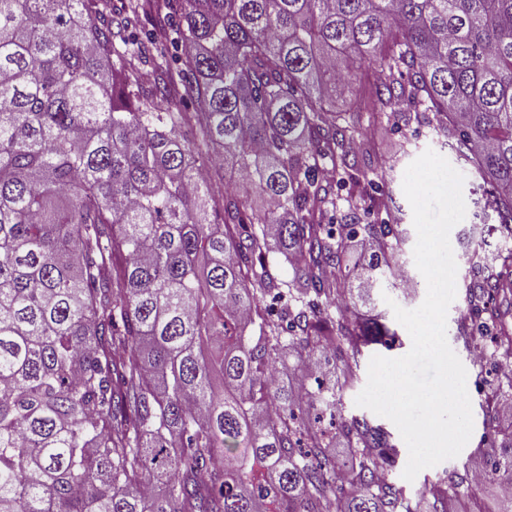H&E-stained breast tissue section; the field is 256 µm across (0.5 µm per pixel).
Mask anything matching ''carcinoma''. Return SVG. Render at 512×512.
Returning a JSON list of instances; mask_svg holds the SVG:
<instances>
[{
  "label": "carcinoma",
  "instance_id": "carcinoma-1",
  "mask_svg": "<svg viewBox=\"0 0 512 512\" xmlns=\"http://www.w3.org/2000/svg\"><path fill=\"white\" fill-rule=\"evenodd\" d=\"M352 57L375 80L338 111ZM365 112L492 187L460 326L512 360V0H0V512H448L459 484L380 483L391 434L344 414L397 340L359 309L410 287L390 191L366 218ZM494 394L490 422L512 375Z\"/></svg>",
  "mask_w": 512,
  "mask_h": 512
}]
</instances>
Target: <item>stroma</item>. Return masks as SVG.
Returning a JSON list of instances; mask_svg holds the SVG:
<instances>
[{
    "instance_id": "1",
    "label": "stroma",
    "mask_w": 512,
    "mask_h": 512,
    "mask_svg": "<svg viewBox=\"0 0 512 512\" xmlns=\"http://www.w3.org/2000/svg\"><path fill=\"white\" fill-rule=\"evenodd\" d=\"M361 129L364 136L374 145L371 157L372 167L382 168V182L392 191L397 203L401 205L407 202L402 189L404 172L413 160L428 149L448 159L453 156L445 138L427 126L413 124L398 129L373 124L371 118L366 117L362 120ZM455 167L465 176L463 196L466 202V216L451 230L450 243L458 271L463 274L468 269L466 255L477 247L482 236L483 221L476 216L473 180L469 176V166L459 161L456 162ZM416 240V235H409L404 246L406 268L410 279L414 282L413 288L401 292L389 286L383 287L384 298L378 301L376 306L377 312L385 317L389 327L396 330L399 336V346L390 352L391 357L394 358L405 355L410 350L412 341L407 330L395 319L393 305L413 309L422 303L426 295L425 280L414 262L413 250ZM465 305L464 294H457L447 313V339L467 370V390L473 414L472 436L456 458L423 469L411 482L402 476L408 461V449L406 444H399L392 477L406 495L413 497L419 495L425 488L451 477L462 484V490L467 496V512H502L504 505L497 494V488L501 481L505 480L506 474L501 470L492 471L486 458L474 455L473 450L477 448L483 432L488 430L496 437L497 456H505L504 444L508 438L512 437V418L499 415L494 418L491 426L487 427L483 424L482 406L491 395L490 386L495 380V369L489 364L484 371H477L473 362L474 354L470 338L458 332L457 321Z\"/></svg>"
}]
</instances>
